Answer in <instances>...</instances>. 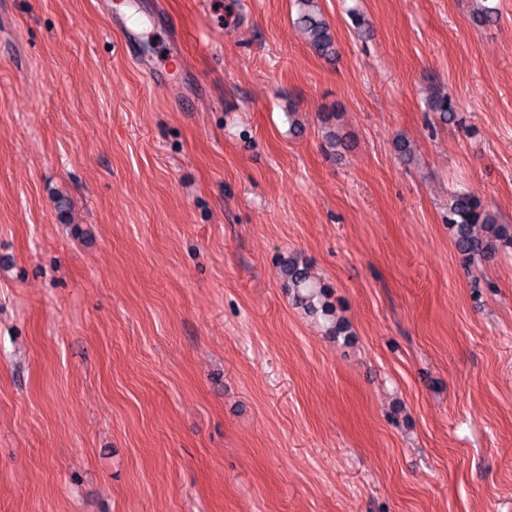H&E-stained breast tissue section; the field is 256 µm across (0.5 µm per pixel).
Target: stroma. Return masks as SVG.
<instances>
[{
    "mask_svg": "<svg viewBox=\"0 0 512 512\" xmlns=\"http://www.w3.org/2000/svg\"><path fill=\"white\" fill-rule=\"evenodd\" d=\"M111 2L0 0V512H512V251L446 224H512V0H318L332 60L295 0ZM301 5L297 23L308 45L320 56L330 58L336 54L334 38L317 0H297ZM446 222L465 264L482 263L500 248H512V224H502L488 204L470 193L453 194ZM282 273L297 305L308 314L322 316L330 323V332L334 336L351 337L349 325L343 320L333 319V307L328 302L327 287L314 280L309 267L295 256L283 258Z\"/></svg>",
    "mask_w": 512,
    "mask_h": 512,
    "instance_id": "1",
    "label": "stroma"
}]
</instances>
